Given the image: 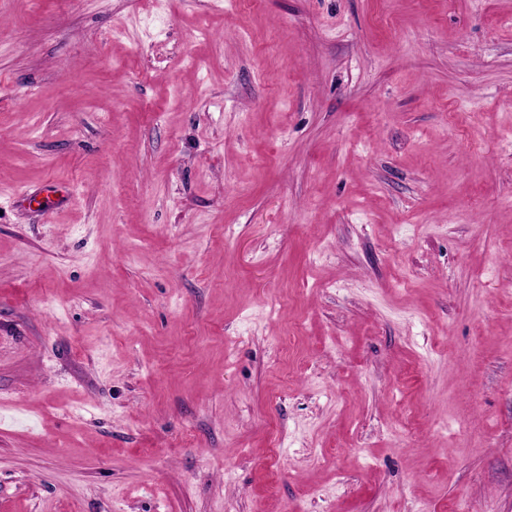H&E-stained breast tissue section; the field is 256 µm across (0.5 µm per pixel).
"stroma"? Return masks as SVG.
<instances>
[{
	"instance_id": "1",
	"label": "stroma",
	"mask_w": 512,
	"mask_h": 512,
	"mask_svg": "<svg viewBox=\"0 0 512 512\" xmlns=\"http://www.w3.org/2000/svg\"><path fill=\"white\" fill-rule=\"evenodd\" d=\"M0 512H512V0H0Z\"/></svg>"
}]
</instances>
